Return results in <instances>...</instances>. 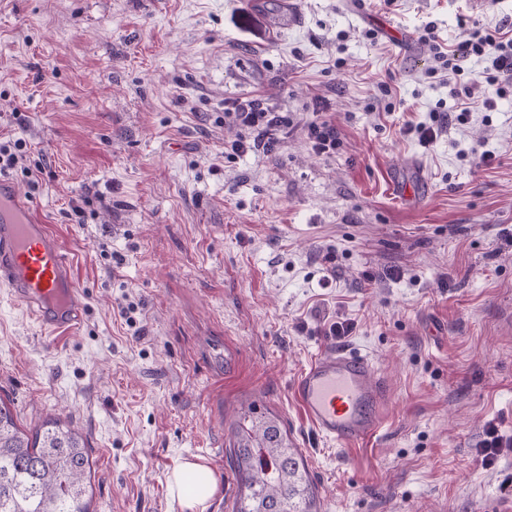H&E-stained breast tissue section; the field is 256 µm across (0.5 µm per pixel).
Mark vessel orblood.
<instances>
[{"instance_id": "vessel-or-blood-1", "label": "vessel or blood", "mask_w": 512, "mask_h": 512, "mask_svg": "<svg viewBox=\"0 0 512 512\" xmlns=\"http://www.w3.org/2000/svg\"><path fill=\"white\" fill-rule=\"evenodd\" d=\"M0 288L50 333L69 334L84 319L72 265L60 239L0 176ZM365 354L340 349L312 360L291 390L316 432L339 447L375 436L383 422V396Z\"/></svg>"}]
</instances>
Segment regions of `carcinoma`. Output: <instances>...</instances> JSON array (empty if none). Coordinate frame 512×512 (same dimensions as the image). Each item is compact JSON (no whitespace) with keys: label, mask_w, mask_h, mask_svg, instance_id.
<instances>
[{"label":"carcinoma","mask_w":512,"mask_h":512,"mask_svg":"<svg viewBox=\"0 0 512 512\" xmlns=\"http://www.w3.org/2000/svg\"><path fill=\"white\" fill-rule=\"evenodd\" d=\"M234 512H319L317 486L276 415L251 406L233 425ZM91 462L81 434L52 418L21 431L0 399V512H93Z\"/></svg>","instance_id":"obj_1"}]
</instances>
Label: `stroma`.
<instances>
[{"instance_id":"1","label":"stroma","mask_w":512,"mask_h":512,"mask_svg":"<svg viewBox=\"0 0 512 512\" xmlns=\"http://www.w3.org/2000/svg\"><path fill=\"white\" fill-rule=\"evenodd\" d=\"M507 18L512 0H0V134L26 142L10 177L86 304L51 338L0 291V398L23 431L58 416L86 438L94 512H179L167 477L194 457L219 480L206 512H233L251 404L322 512L512 508V449L475 456L487 422L512 438V95L432 144L413 132L487 67L442 80L425 25L453 48ZM245 96L292 126L230 159L224 103ZM323 108L329 157L305 134ZM341 348L386 394L377 436L343 451L291 394Z\"/></svg>"}]
</instances>
